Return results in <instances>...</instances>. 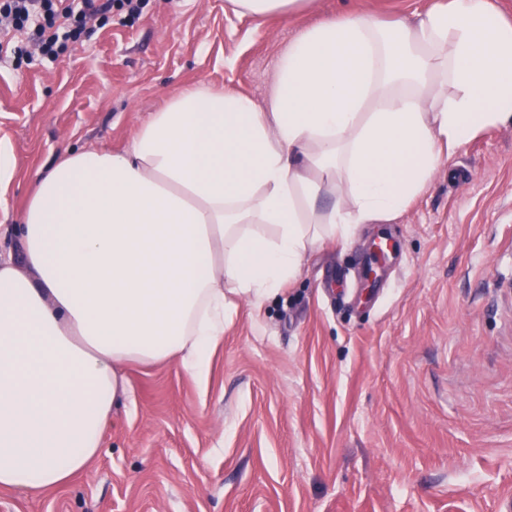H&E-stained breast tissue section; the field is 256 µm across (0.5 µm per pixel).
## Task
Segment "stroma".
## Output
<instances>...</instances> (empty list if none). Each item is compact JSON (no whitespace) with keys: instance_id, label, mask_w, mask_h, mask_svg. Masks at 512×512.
I'll use <instances>...</instances> for the list:
<instances>
[{"instance_id":"35a3bbf8","label":"stroma","mask_w":512,"mask_h":512,"mask_svg":"<svg viewBox=\"0 0 512 512\" xmlns=\"http://www.w3.org/2000/svg\"><path fill=\"white\" fill-rule=\"evenodd\" d=\"M435 0H307L264 20L230 0H147L55 62H0V259L34 174L125 147L205 83L264 102L301 30L350 14L415 18ZM376 300L357 287L377 237ZM100 454L65 485L0 488V512H496L512 491V123L447 152L397 218L328 240L261 306L238 302L205 384L133 365Z\"/></svg>"}]
</instances>
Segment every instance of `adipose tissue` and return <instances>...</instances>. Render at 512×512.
Instances as JSON below:
<instances>
[{
	"label": "adipose tissue",
	"instance_id": "adipose-tissue-1",
	"mask_svg": "<svg viewBox=\"0 0 512 512\" xmlns=\"http://www.w3.org/2000/svg\"><path fill=\"white\" fill-rule=\"evenodd\" d=\"M508 121L512 19L443 0L305 28L266 107L200 83L123 151L37 172L23 261L0 260V487L67 483L100 453L130 365L206 382L231 297L261 305L325 239L395 218L445 150Z\"/></svg>",
	"mask_w": 512,
	"mask_h": 512
}]
</instances>
